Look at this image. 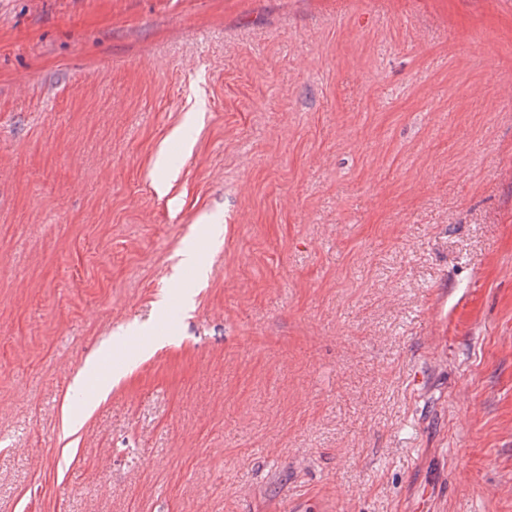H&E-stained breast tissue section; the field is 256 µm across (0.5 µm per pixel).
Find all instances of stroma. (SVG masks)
Segmentation results:
<instances>
[{"mask_svg":"<svg viewBox=\"0 0 512 512\" xmlns=\"http://www.w3.org/2000/svg\"><path fill=\"white\" fill-rule=\"evenodd\" d=\"M290 501L512 512V0H0V512ZM88 381H91L96 385L98 392L101 395L107 394L110 390L111 379L100 374L99 361L97 358L90 359L86 362L80 378V387L82 388Z\"/></svg>","mask_w":512,"mask_h":512,"instance_id":"obj_1","label":"stroma"}]
</instances>
